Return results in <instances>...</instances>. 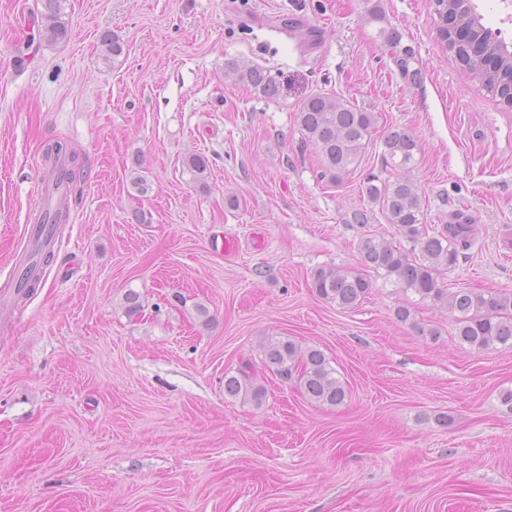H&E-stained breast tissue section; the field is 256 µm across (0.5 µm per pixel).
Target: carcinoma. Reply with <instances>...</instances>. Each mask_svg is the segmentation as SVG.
I'll return each mask as SVG.
<instances>
[{"label": "carcinoma", "instance_id": "obj_1", "mask_svg": "<svg viewBox=\"0 0 512 512\" xmlns=\"http://www.w3.org/2000/svg\"><path fill=\"white\" fill-rule=\"evenodd\" d=\"M66 0H42L41 25L38 40L53 45L68 38L69 27L64 4ZM448 12L462 14L471 26L483 31L482 16L476 8L467 9L458 0H448ZM105 58L123 53L119 38L105 32L100 36ZM446 50L467 69L486 91L508 100L503 79L512 75V53L509 46L493 37L485 53H470L457 41H450ZM396 66L403 77L419 81L420 72L412 67L413 55L399 49L394 55ZM224 77L251 86L265 98H274L279 87L270 71L258 67H242L234 61L225 63ZM296 122L301 133L302 147L313 146L321 168V177L334 185L358 170L376 128V116L337 95L316 92L299 105ZM382 164L394 171L393 179L367 178L362 193L368 205L354 210L350 223L369 224L378 208L397 234L412 244L411 250L393 245L381 237L366 235L359 243L361 265L375 274L381 286L406 298L396 307L397 321L413 319L415 305L431 302L445 307L454 314L455 335L458 340L478 350L497 345L512 346V293L470 288L451 290L443 287L442 276L458 262L460 248L466 245L472 227L469 224H446L442 229L429 232L417 185L406 175L416 163L421 150L416 136L406 128H393L381 139ZM45 161L52 164L65 157L69 163L67 182L76 179V153L61 142L46 148ZM192 180L200 181L208 170V158L192 154L185 160ZM69 211V198L62 199L61 207L42 225L49 226L42 243L41 259L47 265L53 258L47 249L51 239L61 231ZM39 285L37 268L21 270L15 282L17 296L26 298ZM374 287L369 276L323 267L314 271L311 288L322 299L341 309H353ZM261 362L265 368L283 381L291 380L308 400L319 405L338 406L347 397V389L335 376V369L322 351L301 348L285 336H265L259 343ZM224 393L231 398L248 399L260 406L266 400L267 389L258 381L255 365L243 362L233 374L224 375Z\"/></svg>", "mask_w": 512, "mask_h": 512}]
</instances>
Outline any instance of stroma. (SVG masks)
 <instances>
[{
  "label": "stroma",
  "instance_id": "35a3bbf8",
  "mask_svg": "<svg viewBox=\"0 0 512 512\" xmlns=\"http://www.w3.org/2000/svg\"><path fill=\"white\" fill-rule=\"evenodd\" d=\"M380 5L419 82L361 0H67V40L36 50L40 0H0V287L47 145L81 167L38 288L0 305V512H512V347L461 344L429 303L398 322L388 289L343 310L310 287L318 268L359 269L364 233L398 241L382 215L350 217L404 127L425 223L472 226L445 287L512 293V109L442 47L432 0ZM231 60L269 68L278 96L226 80ZM318 91L377 117L337 187L300 146L295 113ZM267 334L321 350L346 401L271 374L262 406L225 396Z\"/></svg>",
  "mask_w": 512,
  "mask_h": 512
}]
</instances>
